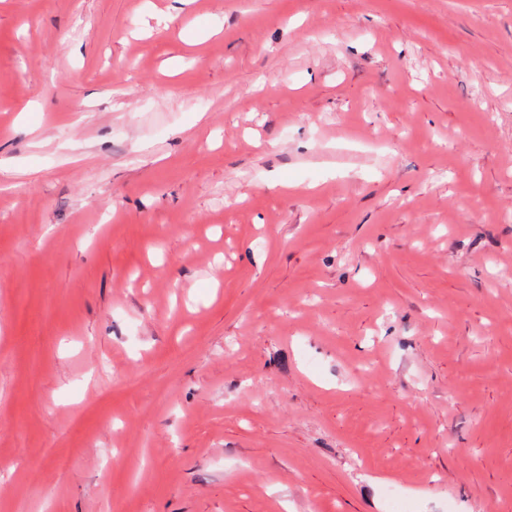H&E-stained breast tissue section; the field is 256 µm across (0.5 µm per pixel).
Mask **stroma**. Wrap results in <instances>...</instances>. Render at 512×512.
Here are the masks:
<instances>
[{"label": "stroma", "instance_id": "35a3bbf8", "mask_svg": "<svg viewBox=\"0 0 512 512\" xmlns=\"http://www.w3.org/2000/svg\"><path fill=\"white\" fill-rule=\"evenodd\" d=\"M0 512H512V0H0Z\"/></svg>", "mask_w": 512, "mask_h": 512}]
</instances>
